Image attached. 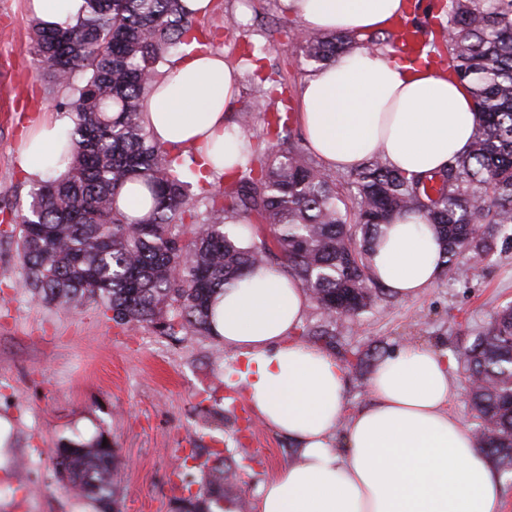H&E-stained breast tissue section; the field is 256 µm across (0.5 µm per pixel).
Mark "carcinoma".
<instances>
[{"label":"carcinoma","instance_id":"obj_1","mask_svg":"<svg viewBox=\"0 0 512 512\" xmlns=\"http://www.w3.org/2000/svg\"><path fill=\"white\" fill-rule=\"evenodd\" d=\"M426 56L468 86L477 130L469 152L425 175H407L375 155L350 172L349 199L325 168L291 141L288 112H243L229 131L238 158L217 179L199 178L206 147L157 142L140 120L160 66L193 38L195 13L184 0H85L82 16L32 24L31 62L67 93L71 125L64 171L36 184L22 214L17 249L24 288L35 303L93 304L117 325L159 335L209 336L215 296L224 285L270 264L285 272L329 320L359 317L376 300L369 255L382 226L418 212L443 241V273L459 258L512 242V0H438ZM359 44L355 34L307 32L295 48L307 63H333ZM275 138L267 151L253 131ZM128 183L150 208L130 217L116 206ZM266 224L272 242L243 227ZM453 356L467 391L475 443L512 473V305ZM198 466L180 459L187 495L175 512H224L228 471L212 448ZM199 452L190 454L195 459ZM57 481L99 512H120L118 449L99 436L62 440L53 455Z\"/></svg>","mask_w":512,"mask_h":512}]
</instances>
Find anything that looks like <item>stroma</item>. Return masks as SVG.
I'll return each mask as SVG.
<instances>
[{"label": "stroma", "instance_id": "35a3bbf8", "mask_svg": "<svg viewBox=\"0 0 512 512\" xmlns=\"http://www.w3.org/2000/svg\"><path fill=\"white\" fill-rule=\"evenodd\" d=\"M30 0H0V199L23 211L32 183L22 169L24 143L42 118L68 125L65 97L43 70L28 67ZM195 25L216 42L214 51L239 72V93L228 114L266 112L254 102L248 50L262 57L263 77L286 80L291 112L311 69L289 42L299 22L282 0H212ZM465 275L441 276L413 299L383 285L372 309L357 320L331 323L316 305L302 323L316 344L350 363V408L367 398L366 378L376 353L415 341L452 350L476 335L512 302V248L468 251ZM223 343L211 336H161L125 330L92 306L71 311L29 301L14 238L0 231V512H96L47 481L51 450L64 438L105 435L126 466L120 476L122 512H172L183 494L173 472L183 449L220 448L233 461L229 491L252 512L262 482L291 460L288 440L252 420L241 392L225 382Z\"/></svg>", "mask_w": 512, "mask_h": 512}]
</instances>
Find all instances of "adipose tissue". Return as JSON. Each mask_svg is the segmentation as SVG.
<instances>
[{"instance_id": "adipose-tissue-1", "label": "adipose tissue", "mask_w": 512, "mask_h": 512, "mask_svg": "<svg viewBox=\"0 0 512 512\" xmlns=\"http://www.w3.org/2000/svg\"><path fill=\"white\" fill-rule=\"evenodd\" d=\"M305 30L384 31L404 0H284ZM239 75L220 54L187 50L153 84L142 120L155 139L207 147L210 163L237 153L224 112ZM300 122L326 169L351 171L374 155L409 173L443 169L467 152L476 126L466 86L434 69L361 46L311 75ZM55 122L27 138V171L55 161ZM441 244L418 215L395 217L369 258L370 273L411 299L442 274ZM309 305L286 273L253 272L215 302L212 334L238 361L233 382L256 417L296 454L258 489L255 512H504L505 482L449 410L457 384L447 353L406 344L378 356L367 401L348 402V370L297 335Z\"/></svg>"}]
</instances>
